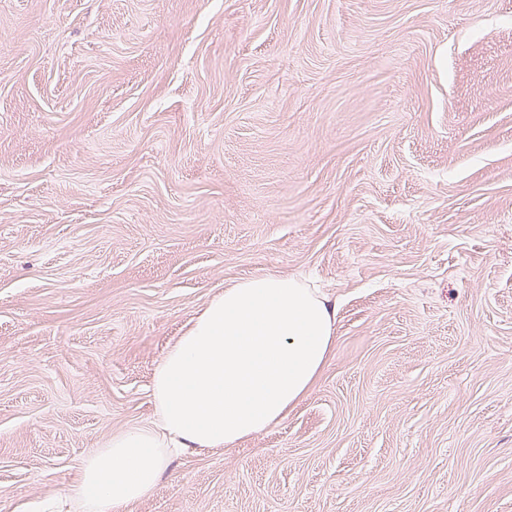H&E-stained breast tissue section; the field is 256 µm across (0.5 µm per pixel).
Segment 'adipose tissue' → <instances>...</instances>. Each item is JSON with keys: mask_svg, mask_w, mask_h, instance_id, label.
Masks as SVG:
<instances>
[{"mask_svg": "<svg viewBox=\"0 0 512 512\" xmlns=\"http://www.w3.org/2000/svg\"><path fill=\"white\" fill-rule=\"evenodd\" d=\"M334 344L326 298L299 280L262 274L225 288L156 367V426L91 449L70 500L85 512H126L153 493L173 453L231 446L277 425Z\"/></svg>", "mask_w": 512, "mask_h": 512, "instance_id": "obj_1", "label": "adipose tissue"}]
</instances>
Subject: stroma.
<instances>
[{
	"instance_id": "stroma-1",
	"label": "stroma",
	"mask_w": 512,
	"mask_h": 512,
	"mask_svg": "<svg viewBox=\"0 0 512 512\" xmlns=\"http://www.w3.org/2000/svg\"><path fill=\"white\" fill-rule=\"evenodd\" d=\"M260 273L322 372L130 512H512V0H0V512Z\"/></svg>"
}]
</instances>
